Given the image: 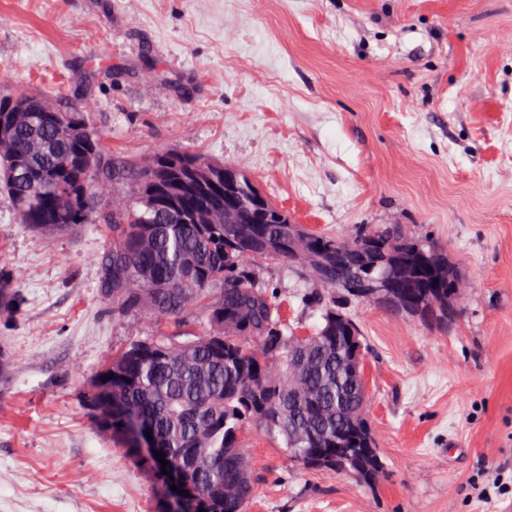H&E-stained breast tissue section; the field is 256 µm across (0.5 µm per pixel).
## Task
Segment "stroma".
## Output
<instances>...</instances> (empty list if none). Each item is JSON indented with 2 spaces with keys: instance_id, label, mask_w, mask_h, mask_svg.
<instances>
[{
  "instance_id": "stroma-1",
  "label": "stroma",
  "mask_w": 512,
  "mask_h": 512,
  "mask_svg": "<svg viewBox=\"0 0 512 512\" xmlns=\"http://www.w3.org/2000/svg\"><path fill=\"white\" fill-rule=\"evenodd\" d=\"M0 89L86 111L116 157L236 167L313 230L401 225L468 278L445 332L348 305L382 477L304 469L253 429L246 512H512V0H0ZM105 247L98 224L31 231L0 194L20 295L0 315V512H160L82 397L114 348L175 331L113 317ZM257 273L311 331L290 274Z\"/></svg>"
}]
</instances>
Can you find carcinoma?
<instances>
[{
    "label": "carcinoma",
    "instance_id": "obj_1",
    "mask_svg": "<svg viewBox=\"0 0 512 512\" xmlns=\"http://www.w3.org/2000/svg\"><path fill=\"white\" fill-rule=\"evenodd\" d=\"M19 100L36 110L29 123L9 131L26 176L11 175L12 159L1 148L0 190L20 223L40 233H73L95 220L104 190L134 179L133 201L112 204L105 221L101 288L112 300V315L204 324L202 334L185 340L162 334L112 352L84 390L96 427L156 471L165 497L177 495L175 485L206 512H242L255 493L249 425L281 440L305 469L309 449L320 442L339 448L359 480L377 481L383 466L367 421L366 390L349 374L346 351L336 352V336L364 338L336 307V281L392 253L394 282L411 304L426 307L417 318L446 330L459 318L448 314L458 274L448 252L396 225L355 237L306 227L299 235L288 214L234 167L193 151L115 160L83 111L50 107L41 92H20L0 93V114ZM210 167L224 172L219 199L232 223L206 224L177 213L168 218L169 204L191 210L213 193L194 178ZM314 260L326 261L327 269L304 295V307L320 313L306 341L283 319L254 266L280 264L304 279ZM438 266L444 267L442 288L434 283ZM16 301L0 275V311L10 312ZM143 443L163 451L169 465L142 459L137 448Z\"/></svg>",
    "mask_w": 512,
    "mask_h": 512
}]
</instances>
